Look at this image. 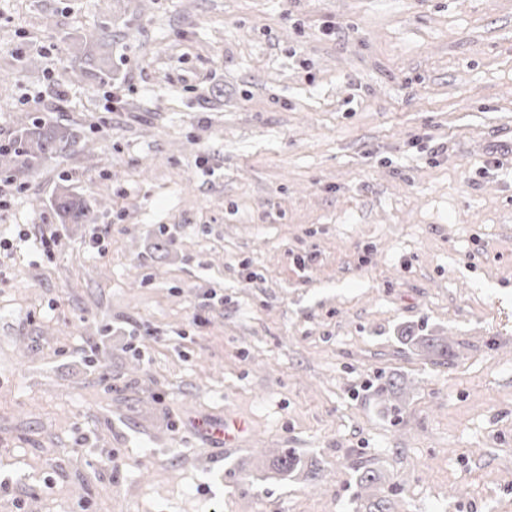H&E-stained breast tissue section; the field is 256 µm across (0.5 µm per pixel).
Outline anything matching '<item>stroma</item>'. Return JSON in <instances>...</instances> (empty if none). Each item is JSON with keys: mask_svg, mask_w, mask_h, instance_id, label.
Returning a JSON list of instances; mask_svg holds the SVG:
<instances>
[{"mask_svg": "<svg viewBox=\"0 0 512 512\" xmlns=\"http://www.w3.org/2000/svg\"><path fill=\"white\" fill-rule=\"evenodd\" d=\"M0 73L81 137L0 170V512H512V0H0ZM78 61V72L82 75L90 77L99 82L112 81V67L108 64H103V58H100L96 63L91 53L83 51L82 55H76L75 62ZM88 65L89 68L83 66ZM51 203L62 224H86L92 220L90 204L67 185L56 189Z\"/></svg>", "mask_w": 512, "mask_h": 512, "instance_id": "stroma-1", "label": "stroma"}]
</instances>
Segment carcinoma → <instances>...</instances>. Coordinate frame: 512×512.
<instances>
[{"instance_id":"1","label":"carcinoma","mask_w":512,"mask_h":512,"mask_svg":"<svg viewBox=\"0 0 512 512\" xmlns=\"http://www.w3.org/2000/svg\"><path fill=\"white\" fill-rule=\"evenodd\" d=\"M78 66L72 67V73H81L93 80L106 82L112 80V67L95 61L89 53L75 57ZM77 136L68 128L51 123L44 118L28 116L20 123L14 138L0 146V167L14 168L18 171H30L54 156H67L76 152ZM54 207L61 223L85 224L92 220L90 204L73 193L68 186H59L52 197ZM403 340L419 342L440 357L448 356V343L429 336H405ZM274 469L282 476H291L304 469L300 454L290 451L281 454L272 461Z\"/></svg>"}]
</instances>
